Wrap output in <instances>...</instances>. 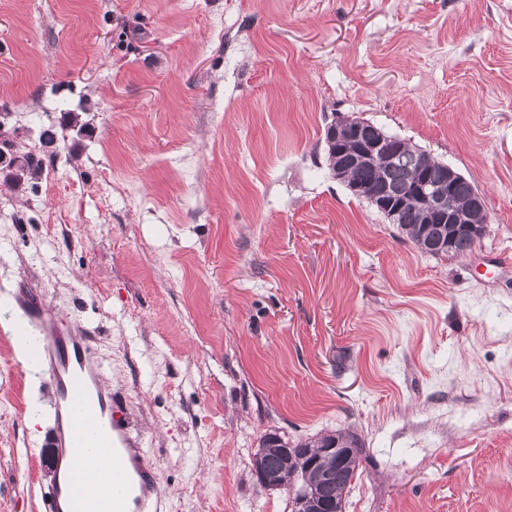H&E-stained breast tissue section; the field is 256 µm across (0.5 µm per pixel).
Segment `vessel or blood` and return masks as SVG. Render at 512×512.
Segmentation results:
<instances>
[{
	"instance_id": "1",
	"label": "vessel or blood",
	"mask_w": 512,
	"mask_h": 512,
	"mask_svg": "<svg viewBox=\"0 0 512 512\" xmlns=\"http://www.w3.org/2000/svg\"><path fill=\"white\" fill-rule=\"evenodd\" d=\"M9 332L33 338L32 358L54 387V480L45 512H159L152 469L137 440L112 418V394L101 383L89 339L63 335L36 298L25 302ZM84 429L94 431L100 449L91 465L77 452Z\"/></svg>"
}]
</instances>
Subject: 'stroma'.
Returning <instances> with one entry per match:
<instances>
[{
    "label": "stroma",
    "mask_w": 512,
    "mask_h": 512,
    "mask_svg": "<svg viewBox=\"0 0 512 512\" xmlns=\"http://www.w3.org/2000/svg\"><path fill=\"white\" fill-rule=\"evenodd\" d=\"M338 115L478 187L469 255L332 177ZM50 126L39 179L0 175V320L91 337L165 512H291L261 435L340 429L344 512H512V0H0V141ZM22 355L0 333V512L52 482Z\"/></svg>",
    "instance_id": "1"
}]
</instances>
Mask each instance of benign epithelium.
Here are the masks:
<instances>
[{"label":"benign epithelium","mask_w":512,"mask_h":512,"mask_svg":"<svg viewBox=\"0 0 512 512\" xmlns=\"http://www.w3.org/2000/svg\"><path fill=\"white\" fill-rule=\"evenodd\" d=\"M326 146L336 157V169L332 170L334 178L345 181L346 188L354 196L367 200L389 221H394L399 211L412 205L420 210L423 232H428L431 225H437L439 235L430 242L431 248L440 249L444 243L450 244L461 235H467L477 242L485 234L489 215L484 195L480 191L474 193L473 206L483 216L477 223L468 211L454 203L455 188L463 180V176L454 168H448L447 179L439 185L431 184L426 172H420L406 192L397 198L386 188L351 176V171L357 168L377 169L390 164L396 155L395 140L383 134L366 138L362 136L361 129L356 127L353 117L338 115L326 127ZM288 451V443L280 434L269 432L260 454L271 460ZM300 452L310 458V466L313 468L322 456L336 458V465L331 469L320 470L312 482L303 487L296 498L295 512H337L339 507L325 497L324 491L330 483L342 476L344 458L349 449L340 448L333 442L321 448H302ZM253 471L262 486L270 489L277 487V474L272 466L255 467Z\"/></svg>","instance_id":"1"}]
</instances>
